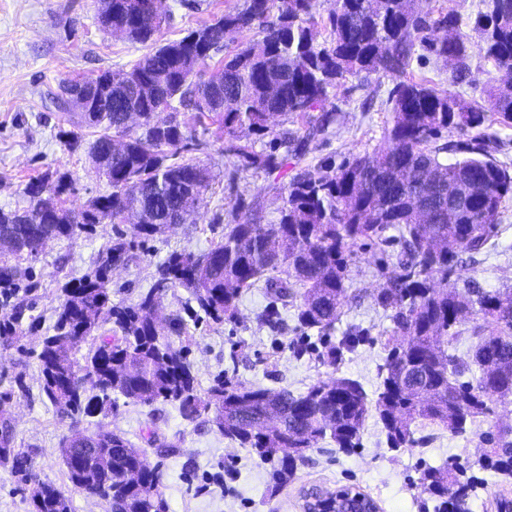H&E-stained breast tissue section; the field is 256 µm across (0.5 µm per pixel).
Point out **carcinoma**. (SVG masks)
Here are the masks:
<instances>
[{
  "label": "carcinoma",
  "mask_w": 512,
  "mask_h": 512,
  "mask_svg": "<svg viewBox=\"0 0 512 512\" xmlns=\"http://www.w3.org/2000/svg\"><path fill=\"white\" fill-rule=\"evenodd\" d=\"M482 2L485 10L468 33L456 14H434L431 0H336L324 43L315 31L317 0H243L242 7L162 43L157 35L163 17L150 14V0H112V11L99 10L104 29L123 27L128 41L152 46L128 70L66 80L68 86L112 83L91 119L63 107L72 129L60 131L64 146L75 152L82 147L79 129H94L90 159L111 192L71 213L61 204L72 190L69 173L28 182V206L0 208V238L12 241L17 259L35 256L44 240L70 239L97 224H123L135 213L145 216L139 229L145 238L162 234L175 217L194 223L189 191L204 193L210 173L193 161H170L187 147L191 121L218 123L227 153L245 168L269 170L279 164L275 151L257 153L241 143L246 134L261 139L274 133L269 114L300 123L280 141L299 163L307 143L329 134L335 121V109L326 106L328 89L362 73H382L395 85L382 144L332 174L304 170L294 176L279 188L277 223L240 219L225 225L224 240L207 253H172L157 269L155 286L134 305L111 299V268L129 258V245L113 240L92 273L62 288L54 334L37 354L47 400L75 425L115 405L114 396L144 406L175 403L185 419L207 416L224 438L270 464L278 487L317 444L358 447L371 415L382 423L390 448H408L419 442L412 429L417 421L462 435L491 414L493 404L512 398V289L489 291L468 278L462 294L452 279L461 254H478L488 244L502 204L512 196V174L479 157L478 144L453 162L440 158L448 151L442 141L448 131L476 129L492 117L512 124V0ZM274 9L276 20L266 22ZM443 25L457 34L456 82L467 80L475 49L495 63L497 77L486 90L489 109L408 77L418 43L448 60V46L434 37ZM245 31L258 39L237 45L213 79L201 80V70L224 51L225 40ZM183 110L189 117L179 118ZM317 110L321 115L314 119L310 113ZM461 194L466 203L450 222L448 197ZM390 229L398 231L401 251L379 302L396 335L385 343L380 383L371 395L350 378L298 395L230 380L201 391L183 350L169 340L187 334L185 318L172 315L168 334L156 333L153 310L165 289L186 288L191 302L185 313L202 312L219 323L234 315L242 291L262 279L273 295L263 318L278 316L277 303L298 299V322L326 329L344 305L353 248L360 241H387ZM25 276L19 264L0 259L5 298L16 294ZM437 279L443 287L434 286ZM467 313L482 323L471 329L461 351L458 327ZM363 339L357 332L345 336L329 349V362ZM481 443V468L512 475V426L482 434ZM69 446L77 452L63 462L75 490L108 501L111 512H166L161 473L144 465L124 434L77 431L64 440ZM0 465L36 487L32 512H71L69 497L37 478L6 430L0 432ZM420 481L434 497V512H465L474 492V483L449 463L427 467Z\"/></svg>",
  "instance_id": "carcinoma-1"
}]
</instances>
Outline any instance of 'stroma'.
<instances>
[{
    "instance_id": "stroma-1",
    "label": "stroma",
    "mask_w": 512,
    "mask_h": 512,
    "mask_svg": "<svg viewBox=\"0 0 512 512\" xmlns=\"http://www.w3.org/2000/svg\"><path fill=\"white\" fill-rule=\"evenodd\" d=\"M240 0H165L170 20L160 40L184 36L187 29L220 17ZM143 45L119 39L102 28L96 0H0V207L24 206L25 185L46 172H69L73 190L64 195L65 208L78 211L109 186L92 166L86 150L69 152L58 133L65 113L50 99L61 81L92 77L100 71L130 69L144 54ZM410 74L438 89H449L468 101L484 102V89L493 83V61L473 55L468 82H454L452 69L424 47H416ZM393 82L380 74L348 77L329 91L336 122L328 136L310 143L301 165L271 170L240 168L225 151L218 125L188 132L182 159L206 166L213 180L197 207V220L177 224L163 235L146 240L132 225L100 224L68 240L50 241L35 258L20 259L31 269L28 287L11 302L0 301V321L14 306L24 316L8 337H0V415L9 422L12 443L31 460L39 479L63 491L72 512H110L107 502L72 488L60 448L72 423L43 396L36 353L43 336L51 334L61 288L66 281L92 272L103 248L115 238L130 247V260L112 274V299L136 303L154 282L157 268L175 251L208 252L224 237L232 214L260 224L279 218L282 200L271 187L288 183L300 169L330 172L382 143ZM448 142L476 141L485 154L512 167V126L496 121L465 133L449 132ZM400 254L396 242L356 246L347 271V290L341 316L331 330L300 327L295 307L280 309L276 322L259 315L269 303L264 283L240 297L233 317L216 323L202 316L189 323L185 354L201 388L219 377L246 385L302 393L311 386L338 378L359 380L366 391L379 383L386 351L384 340L394 325L379 305L386 285L385 271ZM512 200L502 209L486 250L463 255L457 272L474 277L482 288H512ZM366 339L328 363L326 351L350 330ZM512 425V399L497 403L489 417L466 434L426 424L417 434L422 444L389 450L381 423L366 420L358 448L342 452L327 444L308 451L281 489H274L267 464L245 448H233L216 428L203 420H185L177 405L118 403L83 422L92 431L122 432L143 449L149 466L164 473L161 486L167 512H301L300 496L311 486L354 485L370 495L380 512H433L434 498L420 483L421 472L449 461L479 476L470 512H496V500L512 499V478L497 479L477 465L481 433Z\"/></svg>"
}]
</instances>
